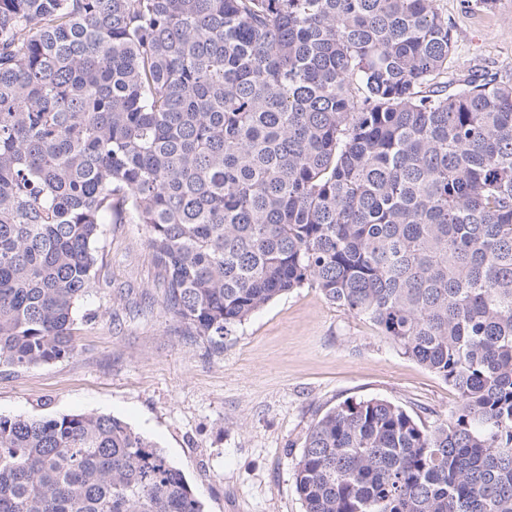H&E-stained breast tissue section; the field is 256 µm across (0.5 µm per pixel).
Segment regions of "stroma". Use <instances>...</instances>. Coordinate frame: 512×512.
<instances>
[{
	"label": "stroma",
	"mask_w": 512,
	"mask_h": 512,
	"mask_svg": "<svg viewBox=\"0 0 512 512\" xmlns=\"http://www.w3.org/2000/svg\"><path fill=\"white\" fill-rule=\"evenodd\" d=\"M442 3L450 74L512 68V0ZM146 237L141 224L104 225L75 353L24 369L0 364V415L110 414L165 452L206 512H304L295 467L328 409L381 398L431 426L459 408L448 383L308 285L209 348L165 311Z\"/></svg>",
	"instance_id": "obj_1"
}]
</instances>
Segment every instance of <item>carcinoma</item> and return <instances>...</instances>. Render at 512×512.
Masks as SVG:
<instances>
[{"mask_svg":"<svg viewBox=\"0 0 512 512\" xmlns=\"http://www.w3.org/2000/svg\"><path fill=\"white\" fill-rule=\"evenodd\" d=\"M441 0H0V362L76 351L105 224L214 348L306 284L460 395L311 427L305 512H512V69L448 92ZM0 512H205L97 413L0 415Z\"/></svg>","mask_w":512,"mask_h":512,"instance_id":"carcinoma-1","label":"carcinoma"}]
</instances>
